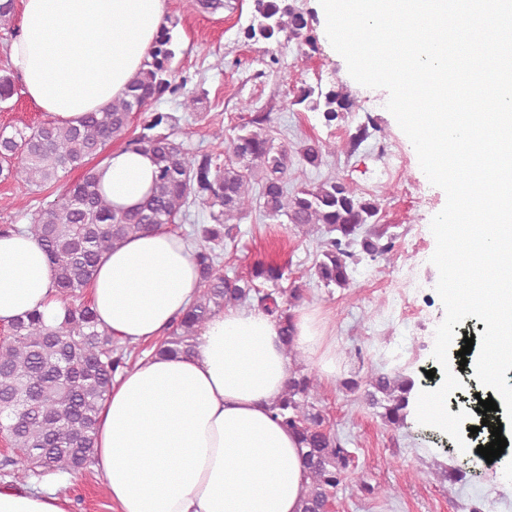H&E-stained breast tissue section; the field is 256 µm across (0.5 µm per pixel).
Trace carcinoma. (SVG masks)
<instances>
[{"label": "carcinoma", "instance_id": "carcinoma-1", "mask_svg": "<svg viewBox=\"0 0 512 512\" xmlns=\"http://www.w3.org/2000/svg\"><path fill=\"white\" fill-rule=\"evenodd\" d=\"M15 16V0H0V28L11 29ZM176 27L172 21L162 28L125 96L87 113L78 124L48 119L10 132L1 128L0 179L39 191L59 181L61 171L84 169L81 180L67 187L56 203L37 211L25 228L47 254L56 288L66 300L89 287L100 259L118 243L169 228L196 202L208 205L214 209L213 223L196 229L198 242L192 252L200 293L157 343L156 354L189 353L197 328L214 311L235 304L257 307L278 320L291 353L293 308L303 298V288L277 287L284 276L278 268L257 264L242 275L224 263L221 246L234 241L229 222L257 209L269 220L284 216L297 227L322 225L321 260L314 275L327 287L351 286L361 254L374 258L391 252L393 237L377 224V203L356 195L338 175L311 188H289L288 151L266 133V116L260 112L240 127L222 163L158 132L172 121L166 113L152 114L142 132L129 135L135 115L167 93L182 94L184 109L196 108L199 97L186 90L187 80H173ZM307 27L304 13L289 0H253L245 35L279 44L304 37ZM13 95V74L5 69L0 74V105ZM304 102L313 111L323 109L329 122L351 107L340 93H317L311 87L297 100ZM118 140L125 141L127 149L150 154L157 165L150 196L133 210L112 208L87 167L92 156ZM300 156L318 167L322 146L306 144ZM258 279L272 287L256 283ZM125 367V347L112 345L87 302L68 305L67 319L57 327L45 325L33 313L7 329L0 340V433L15 448L3 465L11 467L16 480L24 482L40 470L80 472L91 464L99 404L115 373ZM414 386L409 377L383 372L370 374L362 383L350 381V389L364 388L369 404L383 409L382 418L394 426L406 423L407 398ZM317 390L315 374L299 368L275 405L276 416L298 435L309 470L301 512H326L338 490L355 480L353 452L327 425Z\"/></svg>", "mask_w": 512, "mask_h": 512}]
</instances>
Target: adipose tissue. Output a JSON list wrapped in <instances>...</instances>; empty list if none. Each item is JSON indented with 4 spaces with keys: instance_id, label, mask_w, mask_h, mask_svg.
<instances>
[{
    "instance_id": "ef3b65f1",
    "label": "adipose tissue",
    "mask_w": 512,
    "mask_h": 512,
    "mask_svg": "<svg viewBox=\"0 0 512 512\" xmlns=\"http://www.w3.org/2000/svg\"><path fill=\"white\" fill-rule=\"evenodd\" d=\"M165 0H20L9 46L24 93L69 123L123 97L160 28ZM91 40H84V33ZM95 172L116 208L150 194L151 155L113 150ZM199 294L191 247L173 231L131 237L100 260L88 289L100 325L120 345L160 339ZM61 324L67 304L31 235L0 237V325L31 312ZM295 344L326 374L315 317L296 314ZM294 369L277 320L228 306L199 329L193 350L156 355L115 375L100 405L92 469L113 512H300L309 484L298 437L274 406ZM64 475L32 487H0V512H69Z\"/></svg>"
}]
</instances>
